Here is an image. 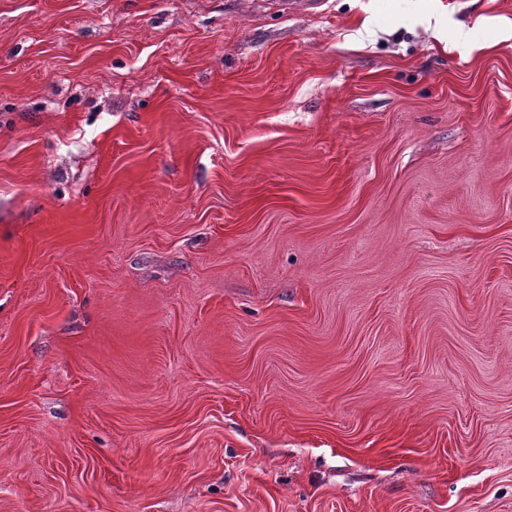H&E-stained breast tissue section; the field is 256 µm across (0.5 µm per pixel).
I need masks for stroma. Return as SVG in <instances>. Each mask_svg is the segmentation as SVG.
Listing matches in <instances>:
<instances>
[{
	"label": "stroma",
	"mask_w": 512,
	"mask_h": 512,
	"mask_svg": "<svg viewBox=\"0 0 512 512\" xmlns=\"http://www.w3.org/2000/svg\"><path fill=\"white\" fill-rule=\"evenodd\" d=\"M502 19L0 0V512H512Z\"/></svg>",
	"instance_id": "stroma-1"
}]
</instances>
